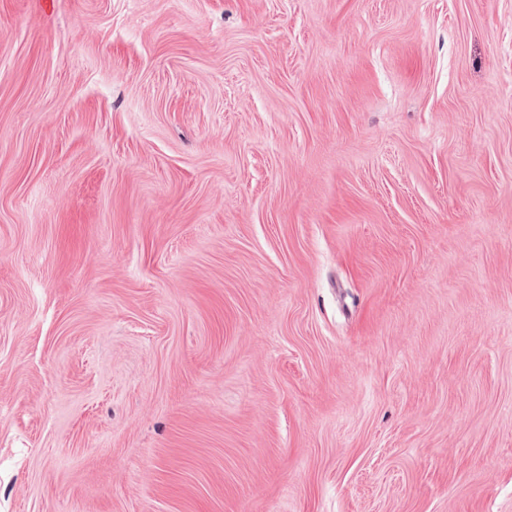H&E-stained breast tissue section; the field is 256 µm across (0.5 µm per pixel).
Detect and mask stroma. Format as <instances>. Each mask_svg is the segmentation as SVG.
<instances>
[{
    "label": "stroma",
    "instance_id": "obj_1",
    "mask_svg": "<svg viewBox=\"0 0 512 512\" xmlns=\"http://www.w3.org/2000/svg\"><path fill=\"white\" fill-rule=\"evenodd\" d=\"M0 512H512V0H0Z\"/></svg>",
    "mask_w": 512,
    "mask_h": 512
}]
</instances>
